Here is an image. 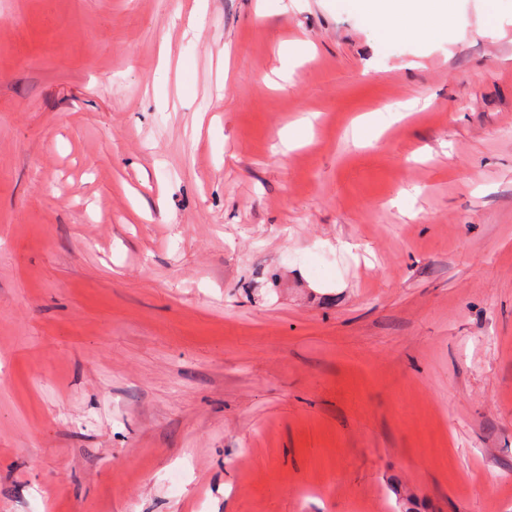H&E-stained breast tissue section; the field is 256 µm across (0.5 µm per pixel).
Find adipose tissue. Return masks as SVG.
Wrapping results in <instances>:
<instances>
[{"mask_svg": "<svg viewBox=\"0 0 512 512\" xmlns=\"http://www.w3.org/2000/svg\"><path fill=\"white\" fill-rule=\"evenodd\" d=\"M458 0H357L371 21L394 39L430 42L458 22Z\"/></svg>", "mask_w": 512, "mask_h": 512, "instance_id": "1", "label": "adipose tissue"}]
</instances>
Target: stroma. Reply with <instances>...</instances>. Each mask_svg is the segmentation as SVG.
<instances>
[{"instance_id": "obj_1", "label": "stroma", "mask_w": 512, "mask_h": 512, "mask_svg": "<svg viewBox=\"0 0 512 512\" xmlns=\"http://www.w3.org/2000/svg\"><path fill=\"white\" fill-rule=\"evenodd\" d=\"M458 11L0 0V512H512V0ZM358 7L394 39L430 42L458 22V0H358Z\"/></svg>"}]
</instances>
